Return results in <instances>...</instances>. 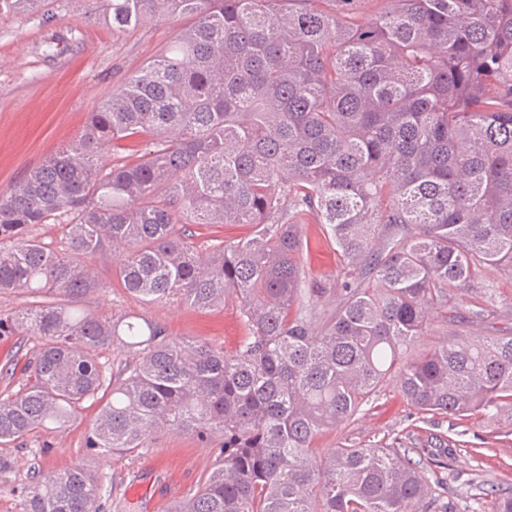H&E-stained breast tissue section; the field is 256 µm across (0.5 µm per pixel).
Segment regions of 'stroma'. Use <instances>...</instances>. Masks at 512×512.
<instances>
[{"mask_svg":"<svg viewBox=\"0 0 512 512\" xmlns=\"http://www.w3.org/2000/svg\"><path fill=\"white\" fill-rule=\"evenodd\" d=\"M104 11V0H42L32 10L0 15V194L76 139L90 112L164 53L189 24L150 15L115 31ZM302 231L306 274L336 276L340 258L322 225L307 215ZM113 259L108 251L87 258L107 287L85 297L84 309L140 315L165 326L170 336L236 350L246 330L235 304L200 311L175 300L146 303L110 286ZM446 334L512 336V269L473 273L454 291L447 318L435 319L415 347L425 349ZM38 346L35 339L0 336V367L13 368L11 379L0 377V393L17 391L26 356ZM96 413V406H85L65 429L30 441L29 452L17 454L8 483L0 485V512H20L11 486L25 481L34 463L54 471L82 463L110 477L112 495L104 512H167L172 502L193 494L212 467V449L176 432L157 434L149 448L134 453L90 454L84 441ZM448 439L457 446L455 457H434L436 445ZM378 441L407 450L419 463L439 512H493L495 488H512V425L493 429L479 417L421 414L395 384L364 404L353 422L320 435L315 447L324 455L343 444Z\"/></svg>","mask_w":512,"mask_h":512,"instance_id":"stroma-1","label":"stroma"}]
</instances>
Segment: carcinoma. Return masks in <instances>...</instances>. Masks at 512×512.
I'll list each match as a JSON object with an SVG mask.
<instances>
[{"instance_id": "carcinoma-1", "label": "carcinoma", "mask_w": 512, "mask_h": 512, "mask_svg": "<svg viewBox=\"0 0 512 512\" xmlns=\"http://www.w3.org/2000/svg\"><path fill=\"white\" fill-rule=\"evenodd\" d=\"M41 0H0V14ZM106 0L114 30L150 13L192 19L91 112L81 134L0 194V293L32 301L0 335L42 342L0 397V446L23 449L87 402L92 454L133 453L164 430L214 448L170 512H421L431 487L398 448L319 456L395 379L423 414L496 424L512 410V336L405 353L477 268L512 266V0ZM154 149L107 166L103 148ZM343 265L306 275L300 216ZM66 219L68 252L30 227ZM186 224H249L201 253ZM202 311L237 302L225 354L147 318L79 308L107 284ZM135 360L117 373L100 351ZM21 512H101L106 476L30 468Z\"/></svg>"}]
</instances>
